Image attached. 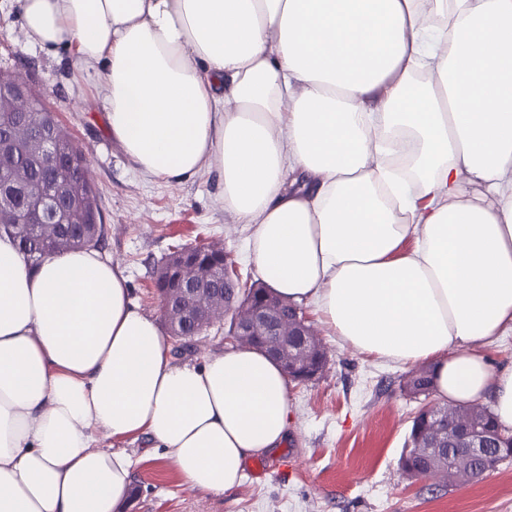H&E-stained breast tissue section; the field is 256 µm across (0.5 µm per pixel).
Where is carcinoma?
Listing matches in <instances>:
<instances>
[{
	"mask_svg": "<svg viewBox=\"0 0 512 512\" xmlns=\"http://www.w3.org/2000/svg\"><path fill=\"white\" fill-rule=\"evenodd\" d=\"M0 140L11 144V152L0 160V170L13 181V186L6 188L4 196L0 197V236L12 238L33 265L56 252L101 248L109 229L103 224L96 188L82 178L88 157L82 149L74 146L68 131L53 117L47 124L36 126L24 112H4L0 113ZM43 143L54 147L56 162L38 157V149ZM191 281L192 271L189 270L184 278L176 281L157 276L155 286L162 294L176 300L179 289L189 287ZM205 295L211 301L244 298L239 275L233 274L227 282L222 276L212 278L206 285ZM170 336L180 342V348L186 349L188 340L196 336L194 324H179L170 329ZM303 349V337L289 336L281 340L280 356L301 367L325 369L327 361H318L314 354L305 353ZM410 382L414 388L413 395L425 398L431 395V378L426 372L411 377ZM464 413L495 430L494 445L486 450L489 468L512 458V435L498 432L489 407L471 404ZM434 435L435 431L428 422H414L406 444L413 445L420 440L428 445ZM451 454L461 457L458 484L474 482L486 472L483 462L466 456L464 450L454 448ZM444 455L443 448L437 452L423 450L409 454L405 461L414 471L421 473Z\"/></svg>",
	"mask_w": 512,
	"mask_h": 512,
	"instance_id": "carcinoma-1",
	"label": "carcinoma"
}]
</instances>
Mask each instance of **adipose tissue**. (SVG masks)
Here are the masks:
<instances>
[{
  "label": "adipose tissue",
  "instance_id": "obj_1",
  "mask_svg": "<svg viewBox=\"0 0 512 512\" xmlns=\"http://www.w3.org/2000/svg\"><path fill=\"white\" fill-rule=\"evenodd\" d=\"M26 42L102 90L143 174L201 172L263 282L343 345L429 362L512 429V0H20ZM290 382L249 347L174 362L99 251L0 238V512H120L147 437L194 491L283 446ZM487 353L493 367L512 364V332L499 336Z\"/></svg>",
  "mask_w": 512,
  "mask_h": 512
}]
</instances>
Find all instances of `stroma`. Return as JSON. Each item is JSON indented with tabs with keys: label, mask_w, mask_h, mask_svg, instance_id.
Returning a JSON list of instances; mask_svg holds the SVG:
<instances>
[{
	"label": "stroma",
	"mask_w": 512,
	"mask_h": 512,
	"mask_svg": "<svg viewBox=\"0 0 512 512\" xmlns=\"http://www.w3.org/2000/svg\"><path fill=\"white\" fill-rule=\"evenodd\" d=\"M0 67L21 72L57 120L89 153L91 180L110 231L105 254L130 281L131 298L159 314L153 273L180 244L218 241L241 273L249 230L220 203L222 183L204 173L174 183L145 176L107 131L91 82L61 52L30 47L16 0H0ZM329 363L306 384H292L288 443L249 461L243 483L217 497L191 491L163 461L144 456L142 442L124 512H512V460L478 481L445 487L408 478L399 459L420 407L402 391L407 366L386 362L323 336Z\"/></svg>",
	"instance_id": "stroma-1"
}]
</instances>
